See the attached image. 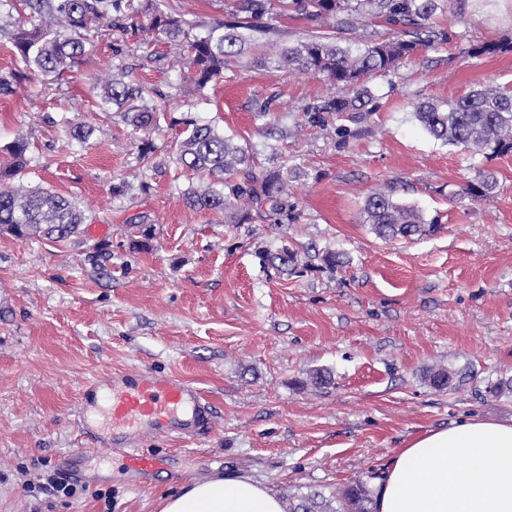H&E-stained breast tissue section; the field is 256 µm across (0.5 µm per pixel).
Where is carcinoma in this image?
I'll use <instances>...</instances> for the list:
<instances>
[{"mask_svg":"<svg viewBox=\"0 0 512 512\" xmlns=\"http://www.w3.org/2000/svg\"><path fill=\"white\" fill-rule=\"evenodd\" d=\"M228 19L191 23L171 0H15L18 18L11 21L10 43L24 70L11 78L0 77V92L14 81L29 79L52 83L63 78L87 53L89 32L119 31L124 35L148 29L179 46L185 68L198 88L224 78V69L244 50L265 67H293L319 76L336 92L306 112L311 126L344 115L359 123L372 100L362 78L387 74L410 57L448 41L445 29L433 17L451 8L450 0H230ZM301 21L313 34L295 43H281L278 19ZM322 26L331 29L319 34ZM352 41L356 48L342 46ZM512 44L494 41L470 49L473 55H495ZM104 111L116 110L133 126L147 127L155 107L145 88L127 79L123 69L101 86ZM414 118L435 139L472 153H512V88L486 87L450 101H425L414 108ZM180 139L176 162L190 175L206 173L213 181L190 186L183 193L193 210L227 213L230 223L246 224L252 210L268 206L265 217L280 223L288 211V177L280 170L256 173L258 151L235 143L210 121L184 112L173 121ZM9 154L0 166V181L15 176L30 163L29 142L22 135L5 147ZM497 180L483 172L467 182L455 198L479 201L490 197ZM364 223L383 240L409 239L435 232L439 225L426 220L413 205L402 204L384 191L366 196ZM85 211L71 198L42 187L0 185V232L18 238L42 237L65 241L81 233ZM128 246L137 251L152 239L153 225L134 223ZM260 259L283 275L302 265L298 251L286 244L260 253ZM464 376L444 367L427 371L430 387L457 388ZM331 371H309L304 388L322 389L332 384ZM289 512H374V490L357 480L326 497L317 492L289 497Z\"/></svg>","mask_w":512,"mask_h":512,"instance_id":"cac0c4a2","label":"carcinoma"}]
</instances>
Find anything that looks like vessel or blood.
<instances>
[{"mask_svg": "<svg viewBox=\"0 0 512 512\" xmlns=\"http://www.w3.org/2000/svg\"><path fill=\"white\" fill-rule=\"evenodd\" d=\"M107 408L104 428L85 427L93 444L112 448L131 477L141 479L167 469L169 457L146 452L152 438H185L207 428L211 407L201 391L172 373L148 369L99 377L86 384L82 409Z\"/></svg>", "mask_w": 512, "mask_h": 512, "instance_id": "1", "label": "vessel or blood"}]
</instances>
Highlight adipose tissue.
<instances>
[{
	"instance_id": "ef3b65f1",
	"label": "adipose tissue",
	"mask_w": 512,
	"mask_h": 512,
	"mask_svg": "<svg viewBox=\"0 0 512 512\" xmlns=\"http://www.w3.org/2000/svg\"><path fill=\"white\" fill-rule=\"evenodd\" d=\"M376 512H512V422L469 419L413 437L387 463ZM161 512H287L247 477L196 482Z\"/></svg>"
}]
</instances>
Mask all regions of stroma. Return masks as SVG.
<instances>
[{"mask_svg": "<svg viewBox=\"0 0 512 512\" xmlns=\"http://www.w3.org/2000/svg\"><path fill=\"white\" fill-rule=\"evenodd\" d=\"M436 22L447 44L365 77L372 110L358 124L310 126L307 110L333 86L249 54L205 89L176 80L174 46L146 31L119 54L92 43L65 82L0 95V162L2 146L25 135L21 183L71 197L87 215L82 235L62 242L0 234V512H161L166 495L224 475L298 496L373 485L415 435L471 416L512 419V397L485 391L512 377V155L442 144L413 116L421 101L512 87V51L470 54L512 42V0H453ZM119 65L161 96L149 129L101 109L98 87ZM190 110L257 147L258 170L287 172L288 223L228 224L187 207L192 181L173 161L171 120ZM70 120L93 130L74 149ZM481 171L496 177L494 195L453 200ZM122 180L131 191L113 196ZM386 188L441 231L378 239L361 213ZM139 216L154 236L133 252L126 222ZM284 244L311 254L310 268L285 276L261 264L258 251ZM324 250L344 266L317 260ZM438 366L470 378L436 391L424 374ZM321 367L333 385L300 388ZM148 368L197 386L212 424L195 439L157 440L174 465L134 487L110 448L90 446L76 404L92 376ZM85 447L89 466L111 478L90 486L75 474L72 494L44 490L63 471L61 453Z\"/></svg>", "mask_w": 512, "mask_h": 512, "instance_id": "stroma-1", "label": "stroma"}]
</instances>
